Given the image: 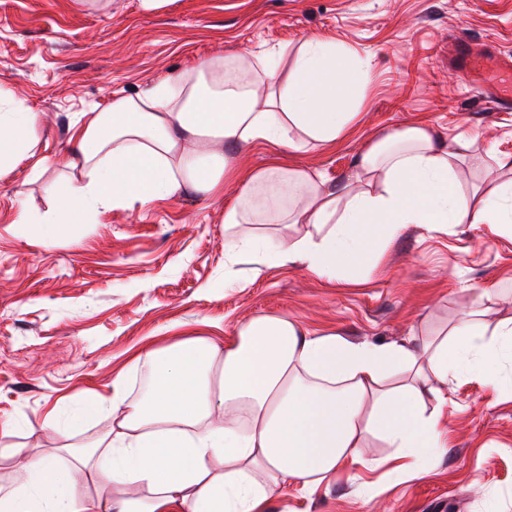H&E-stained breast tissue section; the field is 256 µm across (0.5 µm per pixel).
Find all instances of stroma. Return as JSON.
<instances>
[{
    "label": "stroma",
    "instance_id": "35a3bbf8",
    "mask_svg": "<svg viewBox=\"0 0 512 512\" xmlns=\"http://www.w3.org/2000/svg\"><path fill=\"white\" fill-rule=\"evenodd\" d=\"M369 61L358 115L333 147L279 155L239 148V164L277 159L344 183L361 151L383 134L423 124L459 140L462 189L512 177V109L475 90L485 71L449 70L458 36L473 48L512 53V0H0V90L39 115L35 147L53 163L0 175V448L26 455L93 442L112 419H79L81 396L129 393L146 375L133 358L203 331L231 338L261 314L288 315L313 332L353 343H413L477 306L495 289L488 320L512 317V238L488 225L432 232L408 225L376 251L374 271L328 282L298 265L229 261L224 203L185 192L148 207L115 209L73 224L54 243L43 225L21 224L58 205L77 113L104 109L112 94L139 93L207 59L251 56L309 36ZM448 445L425 477L373 469L389 450L368 438L366 464L314 494L279 487L267 512H512V389L450 381ZM73 422L69 438L59 424Z\"/></svg>",
    "mask_w": 512,
    "mask_h": 512
}]
</instances>
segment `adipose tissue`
I'll use <instances>...</instances> for the list:
<instances>
[{
	"instance_id": "ef3b65f1",
	"label": "adipose tissue",
	"mask_w": 512,
	"mask_h": 512,
	"mask_svg": "<svg viewBox=\"0 0 512 512\" xmlns=\"http://www.w3.org/2000/svg\"><path fill=\"white\" fill-rule=\"evenodd\" d=\"M287 56L281 47L208 59L80 113L65 206L43 223L191 189L223 198L228 257L259 250L267 262L328 281L371 273L370 245L388 244L410 224H491L512 237V180L462 190L453 145L426 125L369 145L336 187L310 168L232 162L230 150L257 141L299 152L335 144L351 126L362 64L317 36L284 71L278 62ZM38 123L19 105L0 113V173L28 160L33 174L46 169L47 158L32 153ZM139 358L148 366L139 396L118 381L111 402L82 399L85 412L112 417L91 446L35 459L0 448L18 469L15 483L0 485V512H263L283 483L313 492L362 464L370 434L392 448L394 471L422 477L435 449L448 445L441 384L472 373L493 388L503 383L512 319L493 324L475 308L413 347L351 343L287 316L257 315L229 341L150 343ZM104 477L111 496L77 495L78 484Z\"/></svg>"
}]
</instances>
